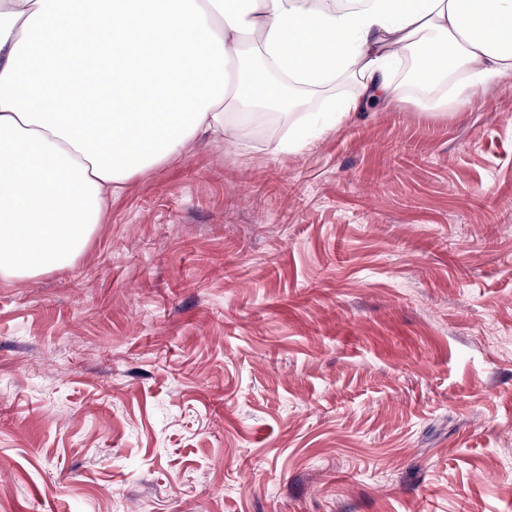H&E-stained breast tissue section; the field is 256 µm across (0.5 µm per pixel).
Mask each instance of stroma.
Listing matches in <instances>:
<instances>
[{"label": "stroma", "instance_id": "obj_1", "mask_svg": "<svg viewBox=\"0 0 512 512\" xmlns=\"http://www.w3.org/2000/svg\"><path fill=\"white\" fill-rule=\"evenodd\" d=\"M288 127L0 280V512H512V80Z\"/></svg>", "mask_w": 512, "mask_h": 512}]
</instances>
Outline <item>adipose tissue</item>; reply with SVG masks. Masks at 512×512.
<instances>
[{
	"mask_svg": "<svg viewBox=\"0 0 512 512\" xmlns=\"http://www.w3.org/2000/svg\"><path fill=\"white\" fill-rule=\"evenodd\" d=\"M249 41L256 65L229 72ZM459 111L512 75V0H0V277L30 278L83 250L135 176L200 136L250 143L255 109L341 77L320 131L364 100L402 102L393 65Z\"/></svg>",
	"mask_w": 512,
	"mask_h": 512,
	"instance_id": "1",
	"label": "adipose tissue"
}]
</instances>
